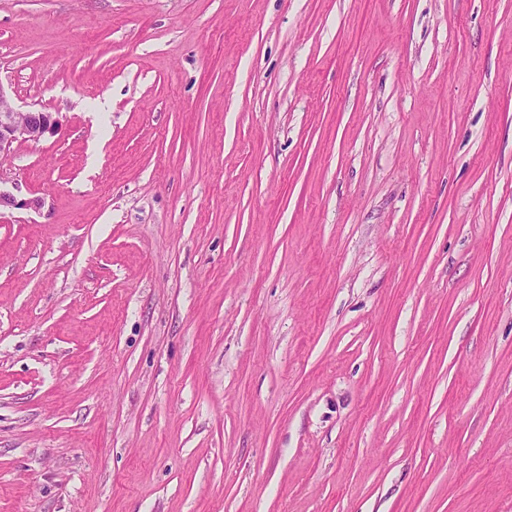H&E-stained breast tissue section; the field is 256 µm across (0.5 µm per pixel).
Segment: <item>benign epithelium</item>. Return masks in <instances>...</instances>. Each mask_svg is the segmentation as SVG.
I'll list each match as a JSON object with an SVG mask.
<instances>
[{"instance_id": "obj_1", "label": "benign epithelium", "mask_w": 512, "mask_h": 512, "mask_svg": "<svg viewBox=\"0 0 512 512\" xmlns=\"http://www.w3.org/2000/svg\"><path fill=\"white\" fill-rule=\"evenodd\" d=\"M61 122L53 112L41 109H17L7 102L6 91L0 85V159L14 152L15 145L23 142H39L55 134ZM42 202L38 198L19 200L13 194L0 189V210L27 208L37 210Z\"/></svg>"}]
</instances>
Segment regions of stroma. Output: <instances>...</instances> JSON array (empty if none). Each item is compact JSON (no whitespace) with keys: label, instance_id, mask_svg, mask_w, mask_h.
<instances>
[{"label":"stroma","instance_id":"obj_1","mask_svg":"<svg viewBox=\"0 0 512 512\" xmlns=\"http://www.w3.org/2000/svg\"><path fill=\"white\" fill-rule=\"evenodd\" d=\"M0 512H512V0H0ZM56 112L41 109H17L7 102L6 91L0 86V159L14 152L15 145L39 142L53 135L61 126Z\"/></svg>","mask_w":512,"mask_h":512}]
</instances>
